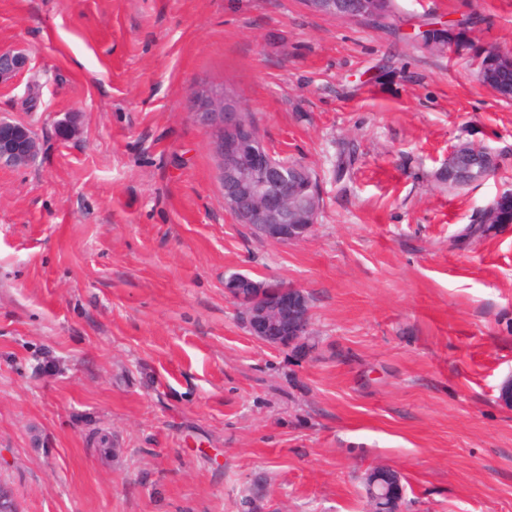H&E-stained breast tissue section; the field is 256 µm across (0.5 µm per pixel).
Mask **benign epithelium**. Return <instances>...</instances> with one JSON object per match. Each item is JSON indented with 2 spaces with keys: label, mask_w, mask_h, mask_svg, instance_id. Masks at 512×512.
Returning a JSON list of instances; mask_svg holds the SVG:
<instances>
[{
  "label": "benign epithelium",
  "mask_w": 512,
  "mask_h": 512,
  "mask_svg": "<svg viewBox=\"0 0 512 512\" xmlns=\"http://www.w3.org/2000/svg\"><path fill=\"white\" fill-rule=\"evenodd\" d=\"M311 11L372 26L386 20L369 0L344 5L337 0H303ZM26 67L24 54L0 50V79ZM198 121L213 134L212 146L220 159L224 204L240 224L259 228L266 239L288 244L311 232L320 209V195L312 173L303 165L276 161L260 141L244 109L222 98H192ZM39 142L28 126L0 120V167L25 165L36 159ZM462 164L466 184L484 180L497 165L488 148L460 145L448 153L441 169ZM225 293L239 305L243 323L256 339L272 346L290 347L311 335V314L304 292L292 286L271 287L265 280L235 273L224 280ZM368 512H401L405 500L402 476L376 466L366 473Z\"/></svg>",
  "instance_id": "7a95c632"
}]
</instances>
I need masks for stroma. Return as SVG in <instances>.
Wrapping results in <instances>:
<instances>
[{"label":"stroma","instance_id":"obj_1","mask_svg":"<svg viewBox=\"0 0 512 512\" xmlns=\"http://www.w3.org/2000/svg\"><path fill=\"white\" fill-rule=\"evenodd\" d=\"M397 5L378 29L302 0H0V49L27 56L0 117L40 142L0 168V483L20 512H366L376 466L408 512H512V224L462 235L512 191V101L477 74L512 55V0ZM461 20L460 48L409 37ZM227 88L315 175L305 240L225 207L191 95ZM460 143L498 163L451 188ZM236 272L301 289L311 339L251 336Z\"/></svg>","mask_w":512,"mask_h":512}]
</instances>
